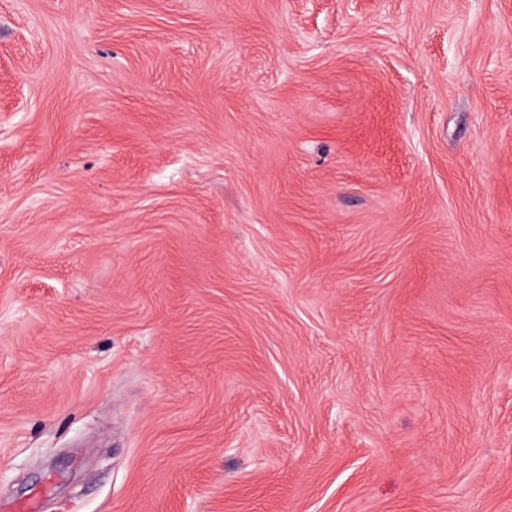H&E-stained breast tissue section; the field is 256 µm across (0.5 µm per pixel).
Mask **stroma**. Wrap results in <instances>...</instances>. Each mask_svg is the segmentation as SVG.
Here are the masks:
<instances>
[{
    "label": "stroma",
    "instance_id": "stroma-1",
    "mask_svg": "<svg viewBox=\"0 0 512 512\" xmlns=\"http://www.w3.org/2000/svg\"><path fill=\"white\" fill-rule=\"evenodd\" d=\"M512 512V0H0V512Z\"/></svg>",
    "mask_w": 512,
    "mask_h": 512
}]
</instances>
